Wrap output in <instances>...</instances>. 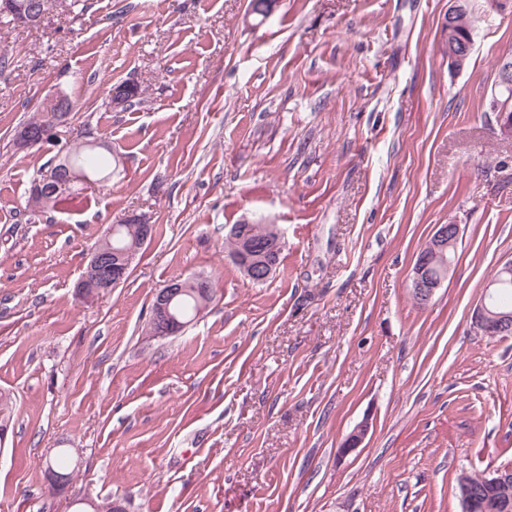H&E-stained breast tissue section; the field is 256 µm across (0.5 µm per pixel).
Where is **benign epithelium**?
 <instances>
[{
	"instance_id": "1",
	"label": "benign epithelium",
	"mask_w": 512,
	"mask_h": 512,
	"mask_svg": "<svg viewBox=\"0 0 512 512\" xmlns=\"http://www.w3.org/2000/svg\"><path fill=\"white\" fill-rule=\"evenodd\" d=\"M20 24L39 22L42 12L35 0H17L4 7ZM45 112H70L67 99L59 94L49 95L41 105ZM58 122L53 120L41 127L39 131L21 128L16 137L19 149H28L43 146L55 138V130ZM53 176V188L55 192H68L73 186L82 181V178L60 163V158L51 162ZM460 235V225L439 224L427 245V258L423 259L412 269L409 277L410 291L422 305L427 304L434 296L436 290L441 287L452 264L449 262L448 253L456 249ZM137 256L135 250H125L114 254V258H108L107 254L99 250L91 252L90 270L100 274L102 282H110L116 287L123 283L127 271ZM233 260L240 267L243 275L251 280L267 279L274 271L276 262L262 254H251L245 245H240L239 253L233 256ZM188 283L178 278L167 284L166 287L157 290L154 295L150 320L153 323H161L162 330L158 338L163 339L183 331L184 326L179 324L170 314L172 300L184 292ZM473 323L490 338L507 336L512 333V311L506 309L494 311L487 300H482L474 308L472 314ZM368 432V422L358 425L354 431L343 441L340 453L345 455L357 448Z\"/></svg>"
}]
</instances>
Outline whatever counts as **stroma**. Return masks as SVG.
I'll return each mask as SVG.
<instances>
[{"label":"stroma","mask_w":512,"mask_h":512,"mask_svg":"<svg viewBox=\"0 0 512 512\" xmlns=\"http://www.w3.org/2000/svg\"><path fill=\"white\" fill-rule=\"evenodd\" d=\"M87 0L39 27L0 18V512H461L456 477L512 467V336L473 308L512 257V138L491 102L512 0H472L474 45L448 65V0ZM125 80L143 102L113 110ZM55 145L15 133L53 93ZM93 131L108 186L50 215L34 178ZM147 214L127 281L77 291L109 225ZM260 219L285 246L252 284L224 248ZM461 228L427 305L409 291L436 225ZM215 285L151 340L155 291ZM368 423L362 444L338 450ZM72 453L47 491L46 453Z\"/></svg>","instance_id":"1"}]
</instances>
